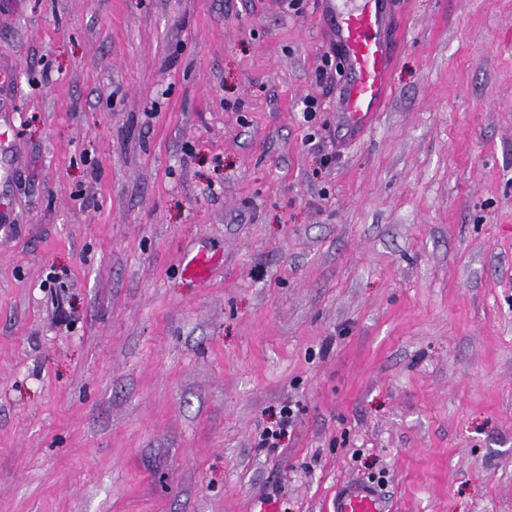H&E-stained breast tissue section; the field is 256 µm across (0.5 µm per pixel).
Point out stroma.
Wrapping results in <instances>:
<instances>
[{"instance_id": "obj_1", "label": "stroma", "mask_w": 512, "mask_h": 512, "mask_svg": "<svg viewBox=\"0 0 512 512\" xmlns=\"http://www.w3.org/2000/svg\"><path fill=\"white\" fill-rule=\"evenodd\" d=\"M389 10L353 131L317 0H0V512H512V0ZM294 423V411L291 406H284L280 410V418L277 428L266 430L263 438V445L275 448L277 440L286 435L288 428ZM330 512H389V508L374 485L352 480L337 488Z\"/></svg>"}]
</instances>
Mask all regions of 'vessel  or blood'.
<instances>
[{
	"label": "vessel or blood",
	"instance_id": "b4317fda",
	"mask_svg": "<svg viewBox=\"0 0 512 512\" xmlns=\"http://www.w3.org/2000/svg\"><path fill=\"white\" fill-rule=\"evenodd\" d=\"M333 9L336 43L345 58L351 79L340 100L349 122L362 126L379 112L389 96V71L394 46L385 38L388 26L384 0H356L354 8L340 10L335 0H324ZM331 512H389L379 490L352 480L336 490Z\"/></svg>",
	"mask_w": 512,
	"mask_h": 512
}]
</instances>
